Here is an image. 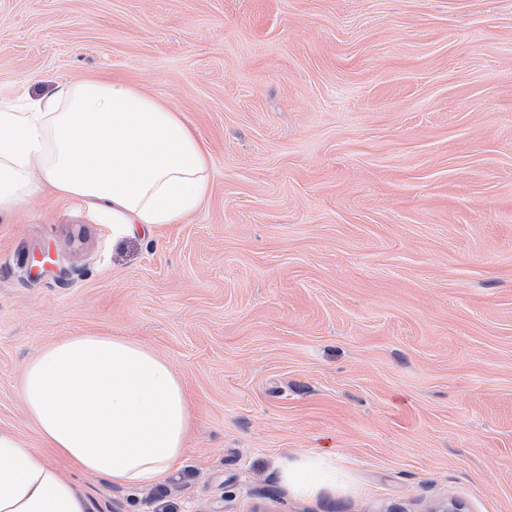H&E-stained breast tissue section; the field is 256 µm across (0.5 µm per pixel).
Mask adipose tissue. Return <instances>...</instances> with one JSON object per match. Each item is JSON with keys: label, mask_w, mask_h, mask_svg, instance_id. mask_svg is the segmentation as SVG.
Wrapping results in <instances>:
<instances>
[{"label": "adipose tissue", "mask_w": 512, "mask_h": 512, "mask_svg": "<svg viewBox=\"0 0 512 512\" xmlns=\"http://www.w3.org/2000/svg\"><path fill=\"white\" fill-rule=\"evenodd\" d=\"M204 139L164 102L100 81L58 83L27 111L0 110V218L50 193L86 204L115 236L177 224L209 193ZM44 448L81 472L140 487L181 465L194 416L181 375L124 336H69L43 347L18 388ZM301 495L336 485L324 454L285 458ZM83 492L14 429H0V512H90Z\"/></svg>", "instance_id": "ef3b65f1"}]
</instances>
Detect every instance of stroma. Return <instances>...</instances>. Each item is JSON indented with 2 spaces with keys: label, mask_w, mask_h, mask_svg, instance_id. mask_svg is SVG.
<instances>
[{
  "label": "stroma",
  "mask_w": 512,
  "mask_h": 512,
  "mask_svg": "<svg viewBox=\"0 0 512 512\" xmlns=\"http://www.w3.org/2000/svg\"><path fill=\"white\" fill-rule=\"evenodd\" d=\"M164 101L210 191L116 238L46 194L0 220V428L67 336L181 374L186 462L91 512H512V0H0V103ZM328 453L336 488L282 484Z\"/></svg>",
  "instance_id": "35a3bbf8"
}]
</instances>
